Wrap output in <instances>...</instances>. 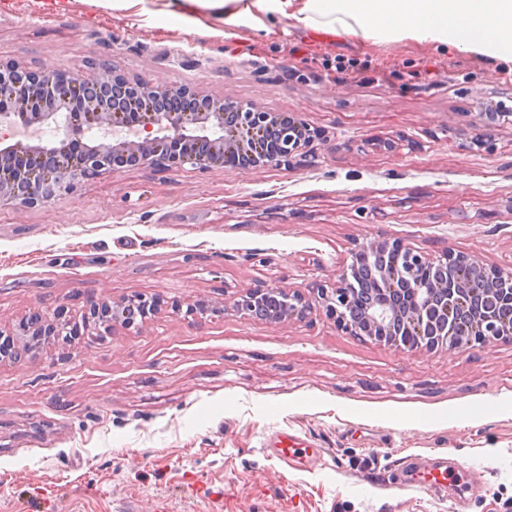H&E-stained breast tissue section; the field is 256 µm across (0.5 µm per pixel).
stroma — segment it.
I'll use <instances>...</instances> for the list:
<instances>
[{"label":"stroma","instance_id":"35a3bbf8","mask_svg":"<svg viewBox=\"0 0 512 512\" xmlns=\"http://www.w3.org/2000/svg\"><path fill=\"white\" fill-rule=\"evenodd\" d=\"M0 0V60L295 113L322 136L291 169L131 168L51 205L0 206V331L143 294L166 306L29 364H0V512H512V342L407 350L324 313L198 322L173 304L333 287L357 245L399 240L512 267V63L408 40L214 35L107 0ZM394 140L396 151L381 147ZM306 440L301 462L271 437ZM464 466L441 490L413 465ZM512 108L500 103L497 107L490 104L481 112H477L475 127L479 134L476 135L473 144H481L490 138L499 127L512 122Z\"/></svg>","mask_w":512,"mask_h":512}]
</instances>
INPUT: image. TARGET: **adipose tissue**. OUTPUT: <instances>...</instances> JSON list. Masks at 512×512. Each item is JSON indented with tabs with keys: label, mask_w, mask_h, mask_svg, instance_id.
Wrapping results in <instances>:
<instances>
[{
	"label": "adipose tissue",
	"mask_w": 512,
	"mask_h": 512,
	"mask_svg": "<svg viewBox=\"0 0 512 512\" xmlns=\"http://www.w3.org/2000/svg\"><path fill=\"white\" fill-rule=\"evenodd\" d=\"M112 7L216 35L241 26L265 32L282 18L303 31L375 44L410 39L512 62V0H112Z\"/></svg>",
	"instance_id": "1"
}]
</instances>
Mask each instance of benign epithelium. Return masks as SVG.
I'll list each match as a JSON object with an SVG mask.
<instances>
[{
	"mask_svg": "<svg viewBox=\"0 0 512 512\" xmlns=\"http://www.w3.org/2000/svg\"><path fill=\"white\" fill-rule=\"evenodd\" d=\"M512 122V108L489 105L477 113L474 142ZM63 124L58 145L39 132ZM13 143L0 147V205L42 207L81 183L148 164L177 171L189 164L288 169L319 131L299 116L269 112L229 98L214 99L189 84L146 86L104 61L95 75L55 66L32 71L0 61V127ZM318 303L336 325L410 350L512 341V269L489 267L465 253L434 260L400 241L360 246L334 288L317 289ZM313 302V303H315ZM313 303L280 288H250L231 302L245 318L281 324L303 319ZM161 308V299L133 295L93 301L82 319L85 332L120 325L140 328ZM225 304L190 308L194 319L224 313ZM63 308L37 312L11 335L0 363L26 362L74 330Z\"/></svg>",
	"mask_w": 512,
	"mask_h": 512,
	"instance_id": "7a95c632",
	"label": "benign epithelium"
}]
</instances>
